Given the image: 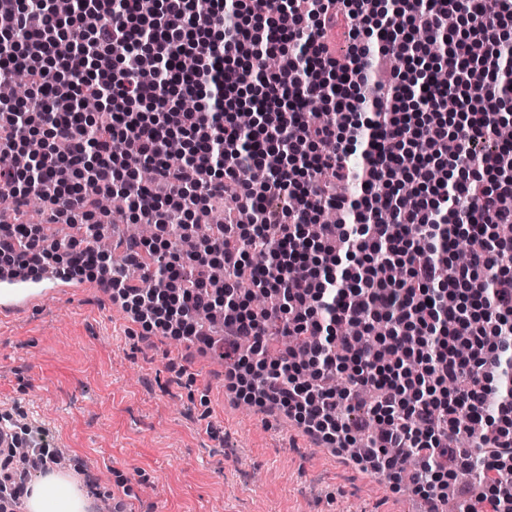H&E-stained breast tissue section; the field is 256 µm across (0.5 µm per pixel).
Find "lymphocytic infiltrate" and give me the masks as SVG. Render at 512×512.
<instances>
[{
	"label": "lymphocytic infiltrate",
	"mask_w": 512,
	"mask_h": 512,
	"mask_svg": "<svg viewBox=\"0 0 512 512\" xmlns=\"http://www.w3.org/2000/svg\"><path fill=\"white\" fill-rule=\"evenodd\" d=\"M340 5L350 53L323 58L315 43ZM78 36L52 0H0V73L26 69L22 108L0 102V154L34 156L26 170L0 167V199L23 212L45 191L49 217L85 228L82 240L47 244L28 223L10 225L12 261L69 257L67 273L109 281L112 297L144 331L219 349L231 363L226 388L259 407L277 405L304 431L336 448L361 445L363 470L397 473L417 458L416 493L442 500L462 476L478 489L464 512H512V144L498 141L502 102L494 84L512 40V0L492 13L466 0H76ZM388 20L384 53L418 61L387 72L384 110L368 112L374 55L362 38ZM282 56L278 72L255 78L262 51ZM193 69L179 65L184 55ZM454 94L457 106L443 102ZM105 98L108 125L74 105ZM205 97L196 111L187 98ZM325 108L312 122L307 105ZM129 140L130 155L112 142ZM455 152H447V142ZM178 145L183 162L167 159ZM364 148L355 223L327 224L340 208L335 182ZM150 166L151 184L139 178ZM414 187L400 204L399 180ZM123 195L153 224L140 246L145 295L107 264L92 238L101 194ZM232 199L251 224L226 221L188 255L176 251L200 214ZM471 240L458 264L451 246ZM196 271L187 284L186 267ZM225 273L222 284L209 277ZM246 274L272 304L255 308L235 280ZM221 316L224 339L202 334L195 316ZM357 327L353 336L343 324ZM386 333H379V325ZM362 391L374 401L355 412ZM468 434L469 445L448 438Z\"/></svg>",
	"instance_id": "obj_1"
}]
</instances>
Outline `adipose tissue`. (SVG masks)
<instances>
[{"label": "adipose tissue", "mask_w": 512, "mask_h": 512, "mask_svg": "<svg viewBox=\"0 0 512 512\" xmlns=\"http://www.w3.org/2000/svg\"><path fill=\"white\" fill-rule=\"evenodd\" d=\"M26 512H91L93 501L71 473L50 471L28 485L23 494Z\"/></svg>", "instance_id": "adipose-tissue-1"}]
</instances>
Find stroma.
<instances>
[{
	"instance_id": "1",
	"label": "stroma",
	"mask_w": 512,
	"mask_h": 512,
	"mask_svg": "<svg viewBox=\"0 0 512 512\" xmlns=\"http://www.w3.org/2000/svg\"><path fill=\"white\" fill-rule=\"evenodd\" d=\"M123 512H421L411 485L337 464L287 416L224 389V362L158 333L99 281L0 314V415Z\"/></svg>"
}]
</instances>
